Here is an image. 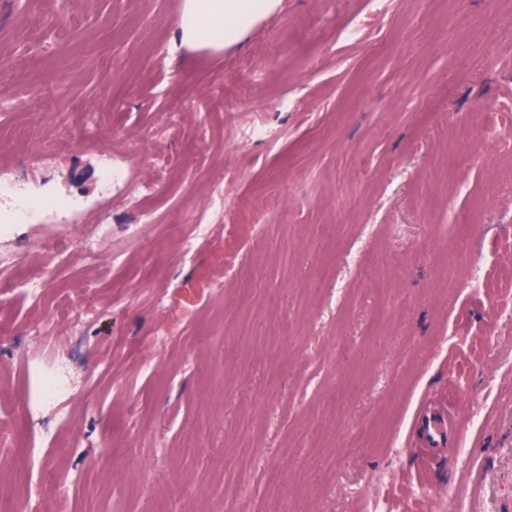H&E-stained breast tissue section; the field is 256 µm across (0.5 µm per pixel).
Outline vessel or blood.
Instances as JSON below:
<instances>
[{
	"instance_id": "obj_1",
	"label": "vessel or blood",
	"mask_w": 512,
	"mask_h": 512,
	"mask_svg": "<svg viewBox=\"0 0 512 512\" xmlns=\"http://www.w3.org/2000/svg\"><path fill=\"white\" fill-rule=\"evenodd\" d=\"M458 430V417L451 405L427 397L421 400L412 432L426 457L438 458L446 454L449 442Z\"/></svg>"
}]
</instances>
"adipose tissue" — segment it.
I'll use <instances>...</instances> for the list:
<instances>
[{
    "instance_id": "ef3b65f1",
    "label": "adipose tissue",
    "mask_w": 512,
    "mask_h": 512,
    "mask_svg": "<svg viewBox=\"0 0 512 512\" xmlns=\"http://www.w3.org/2000/svg\"><path fill=\"white\" fill-rule=\"evenodd\" d=\"M277 5L278 0H184L181 42L189 47L235 45Z\"/></svg>"
}]
</instances>
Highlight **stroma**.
I'll use <instances>...</instances> for the list:
<instances>
[{
	"instance_id": "stroma-1",
	"label": "stroma",
	"mask_w": 512,
	"mask_h": 512,
	"mask_svg": "<svg viewBox=\"0 0 512 512\" xmlns=\"http://www.w3.org/2000/svg\"><path fill=\"white\" fill-rule=\"evenodd\" d=\"M182 5L0 0V512H507L512 0H281L220 51ZM456 412L448 402L423 398L418 406L412 435L424 448L423 455L439 458L447 453L449 441L459 431Z\"/></svg>"
}]
</instances>
